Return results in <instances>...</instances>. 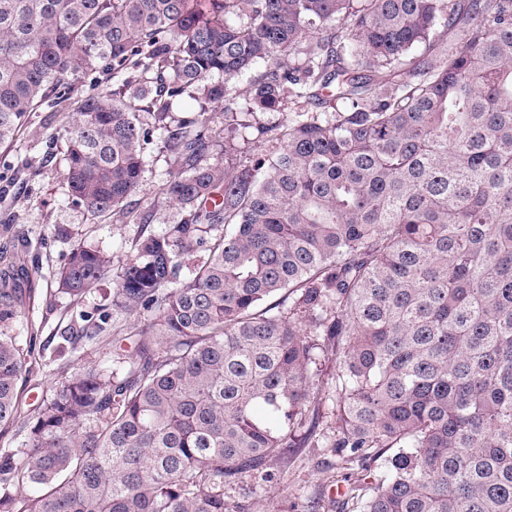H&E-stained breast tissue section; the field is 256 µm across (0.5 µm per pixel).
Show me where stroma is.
I'll return each mask as SVG.
<instances>
[{"instance_id":"1","label":"stroma","mask_w":512,"mask_h":512,"mask_svg":"<svg viewBox=\"0 0 512 512\" xmlns=\"http://www.w3.org/2000/svg\"><path fill=\"white\" fill-rule=\"evenodd\" d=\"M108 70L96 69L73 82L67 98L56 109L32 115L19 141L0 148V247L21 252L25 268L19 275L23 316L15 333L28 353V374L23 392V411L31 413L50 397L61 382L91 366L111 368L117 355L131 351L124 339V315H114L110 326L94 339L64 340L62 331L79 314L97 316L111 309L113 279L105 277L96 288L73 296L58 291L56 273L71 247L81 241L111 253L115 265L132 254L139 237L178 220L160 190L173 160L158 133L150 132L144 146V178L127 201L129 215L118 221L92 223L82 206L68 195L64 148L58 131L83 97L112 89ZM151 223H141L143 214ZM274 480L248 473L225 487V497L246 498L260 512H289L297 491L330 488L342 479V471L321 462L316 448L289 452L285 462L274 465Z\"/></svg>"}]
</instances>
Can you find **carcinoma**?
Returning a JSON list of instances; mask_svg holds the SVG:
<instances>
[{
	"mask_svg": "<svg viewBox=\"0 0 512 512\" xmlns=\"http://www.w3.org/2000/svg\"><path fill=\"white\" fill-rule=\"evenodd\" d=\"M99 64L137 79L60 129L73 200L127 214L147 99L181 218L99 315L129 317L126 373L71 376L31 422L0 276V426L27 430L0 512H254L224 486L292 448L357 471L322 512H512V0H0V146ZM111 270L80 242L56 283Z\"/></svg>",
	"mask_w": 512,
	"mask_h": 512,
	"instance_id": "obj_1",
	"label": "carcinoma"
}]
</instances>
